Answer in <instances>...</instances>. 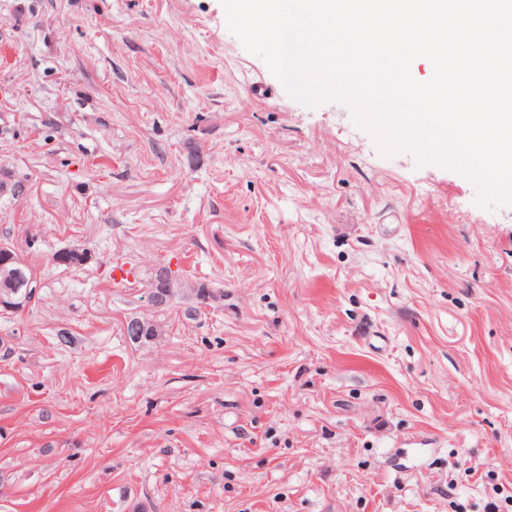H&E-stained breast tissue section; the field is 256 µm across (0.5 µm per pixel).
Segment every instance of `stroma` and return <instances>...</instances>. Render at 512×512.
<instances>
[{
	"instance_id": "35a3bbf8",
	"label": "stroma",
	"mask_w": 512,
	"mask_h": 512,
	"mask_svg": "<svg viewBox=\"0 0 512 512\" xmlns=\"http://www.w3.org/2000/svg\"><path fill=\"white\" fill-rule=\"evenodd\" d=\"M476 195L291 99L221 0H0L40 285L0 313V512H512V206Z\"/></svg>"
}]
</instances>
